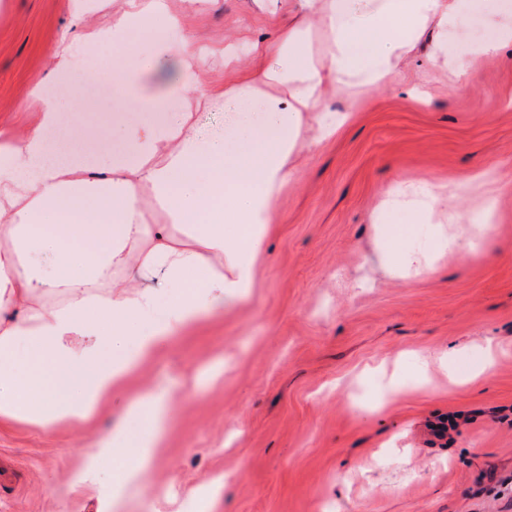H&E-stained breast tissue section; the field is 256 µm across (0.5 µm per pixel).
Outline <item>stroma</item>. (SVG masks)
<instances>
[{
    "label": "stroma",
    "instance_id": "stroma-1",
    "mask_svg": "<svg viewBox=\"0 0 512 512\" xmlns=\"http://www.w3.org/2000/svg\"><path fill=\"white\" fill-rule=\"evenodd\" d=\"M172 43L269 36L252 0H168ZM72 0H0V143L35 119L31 93L69 24ZM76 77L89 116L125 112L93 69ZM445 70H406L372 103L333 100L336 134L302 159L278 201L248 299L225 302L137 383L166 389L177 414L143 482L112 512H184L221 483L214 512H512V59L479 61L453 91ZM424 86L430 105L406 90ZM467 184L455 201L494 204L483 251L433 256L423 225L410 246L431 270L393 273L399 245L375 212L395 182ZM493 346L490 368L483 349ZM115 396L90 425L45 435L0 428V512H98L78 484L82 447L121 423Z\"/></svg>",
    "mask_w": 512,
    "mask_h": 512
}]
</instances>
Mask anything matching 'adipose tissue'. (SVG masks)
Masks as SVG:
<instances>
[{
  "instance_id": "1",
  "label": "adipose tissue",
  "mask_w": 512,
  "mask_h": 512,
  "mask_svg": "<svg viewBox=\"0 0 512 512\" xmlns=\"http://www.w3.org/2000/svg\"><path fill=\"white\" fill-rule=\"evenodd\" d=\"M460 0H297L273 36L256 42L265 67H244L236 43L205 50L183 40L165 48L179 23L166 0H125L100 24L82 11L54 52L38 92L36 121L21 145L0 150V427L23 423L49 434L63 424L93 423L114 393L198 324L224 298L247 296L282 189L310 149L311 128L336 131L331 99L357 101L393 84L416 62L451 73L465 87L486 56L512 45V13L489 17L496 42L466 57L448 53L465 38ZM161 41L139 51L133 32ZM114 54L102 56L103 44ZM233 69L227 84L197 77L209 59ZM94 64L113 97L163 110V127L116 125L127 151L112 161L86 156L75 136L71 160L49 155L64 97H79L77 62ZM224 111L237 143L202 142L197 114ZM404 202L418 224L442 216L467 223L452 196L431 179ZM131 413L142 435L116 430L85 449L80 481L104 465L117 476L102 501L135 483L176 410L164 392H138Z\"/></svg>"
}]
</instances>
